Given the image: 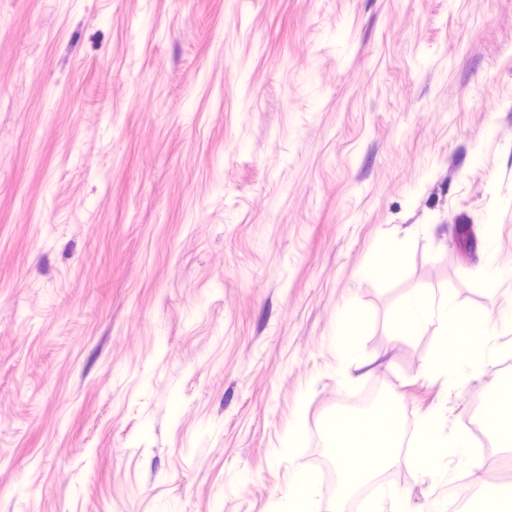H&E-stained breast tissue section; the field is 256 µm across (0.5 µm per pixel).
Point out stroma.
<instances>
[{
    "label": "stroma",
    "instance_id": "35a3bbf8",
    "mask_svg": "<svg viewBox=\"0 0 512 512\" xmlns=\"http://www.w3.org/2000/svg\"><path fill=\"white\" fill-rule=\"evenodd\" d=\"M510 316L512 0H0V512H473ZM496 339L497 336H483L482 340L475 341L468 336H453L448 358L435 364L434 370L453 383L457 379V354L474 370H480L488 366Z\"/></svg>",
    "mask_w": 512,
    "mask_h": 512
}]
</instances>
